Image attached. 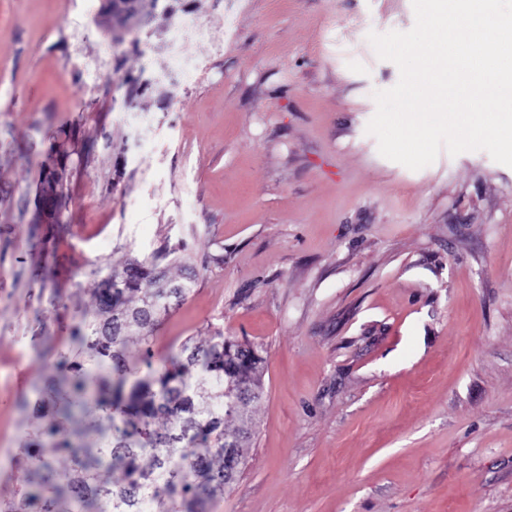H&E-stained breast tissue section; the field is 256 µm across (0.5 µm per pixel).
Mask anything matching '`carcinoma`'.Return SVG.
Segmentation results:
<instances>
[{
    "mask_svg": "<svg viewBox=\"0 0 512 512\" xmlns=\"http://www.w3.org/2000/svg\"><path fill=\"white\" fill-rule=\"evenodd\" d=\"M45 181L65 199V166ZM162 260L187 266L184 245L106 268L75 360L58 364L55 416L28 452L32 490L1 498L0 512H204L205 498L224 493V470L237 467V477L246 468L244 423L263 388L257 348L218 330L204 344L185 340L143 375L128 361L134 341L149 355L161 319L195 285L196 273L177 280ZM76 407L108 426L76 421ZM235 437L239 447H224ZM117 470L119 480L110 477Z\"/></svg>",
    "mask_w": 512,
    "mask_h": 512,
    "instance_id": "obj_1",
    "label": "carcinoma"
}]
</instances>
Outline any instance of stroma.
Segmentation results:
<instances>
[{
  "mask_svg": "<svg viewBox=\"0 0 512 512\" xmlns=\"http://www.w3.org/2000/svg\"><path fill=\"white\" fill-rule=\"evenodd\" d=\"M0 0V496L97 269L184 244L197 274L161 361L215 329L257 345L243 474L208 512H512V167L382 157L373 94L399 80L370 32L412 0ZM196 20L224 32L172 37ZM67 168L63 225L35 223ZM141 10L142 0H110L108 2V14L102 28L112 43L124 39L125 18L129 14L138 13Z\"/></svg>",
  "mask_w": 512,
  "mask_h": 512,
  "instance_id": "obj_1",
  "label": "stroma"
}]
</instances>
